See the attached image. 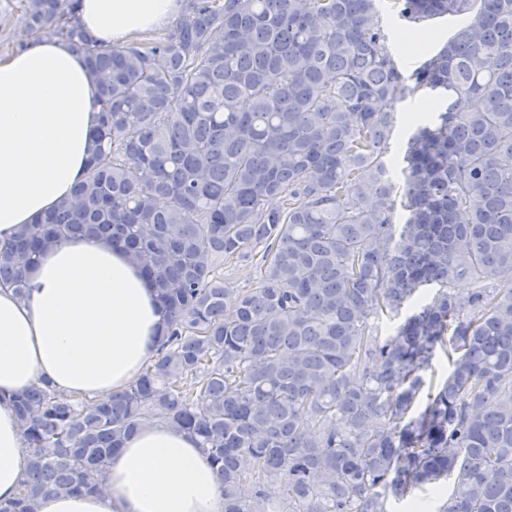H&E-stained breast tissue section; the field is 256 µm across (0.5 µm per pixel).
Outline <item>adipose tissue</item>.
I'll use <instances>...</instances> for the list:
<instances>
[{
  "mask_svg": "<svg viewBox=\"0 0 512 512\" xmlns=\"http://www.w3.org/2000/svg\"><path fill=\"white\" fill-rule=\"evenodd\" d=\"M180 0H81L80 25L123 43L178 15ZM84 56L33 41L0 60V243L54 209L84 177L99 112ZM26 299L0 288V500L15 498L23 439L12 396L43 384L65 396L124 389L155 355L162 315L150 282L124 250L92 237L46 248ZM38 512H224L197 438L142 425L113 458L100 494H48Z\"/></svg>",
  "mask_w": 512,
  "mask_h": 512,
  "instance_id": "ef3b65f1",
  "label": "adipose tissue"
}]
</instances>
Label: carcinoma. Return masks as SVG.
I'll use <instances>...</instances> for the list:
<instances>
[{"label": "carcinoma", "instance_id": "obj_1", "mask_svg": "<svg viewBox=\"0 0 512 512\" xmlns=\"http://www.w3.org/2000/svg\"><path fill=\"white\" fill-rule=\"evenodd\" d=\"M376 2L186 0L165 35L111 45L79 0H8L26 35L83 52L99 123L83 180L0 246V287L26 298L46 246L99 236L151 281L163 325L120 392L13 398L25 477L0 512L104 491L147 417L199 439L224 512H389L441 479L438 512H512V0H398L417 25L472 14L412 87ZM426 89L466 108L414 128L398 203L395 109ZM260 246L256 286L229 287L224 261ZM439 347L452 370L413 416Z\"/></svg>", "mask_w": 512, "mask_h": 512}]
</instances>
